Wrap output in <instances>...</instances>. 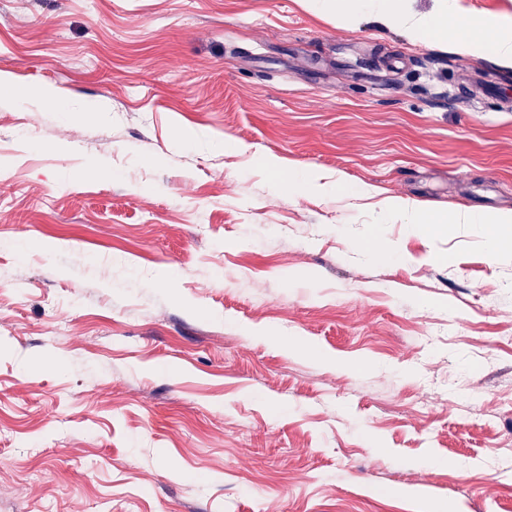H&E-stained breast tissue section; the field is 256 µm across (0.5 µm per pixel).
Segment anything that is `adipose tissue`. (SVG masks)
I'll use <instances>...</instances> for the list:
<instances>
[{
	"mask_svg": "<svg viewBox=\"0 0 512 512\" xmlns=\"http://www.w3.org/2000/svg\"><path fill=\"white\" fill-rule=\"evenodd\" d=\"M310 11H326L335 5L339 21L368 17L371 22L405 32L413 41L431 43L474 58H492L500 65L512 68V34L504 33L502 25L494 19L479 21L460 19L454 7L440 10L420 11L414 8L413 0H302ZM288 190L295 195L326 197L344 194L354 198H368L372 190L367 186H346L341 180L329 179L320 171L302 167L294 171ZM385 209L403 217L406 223L417 228L434 224H482L493 226L487 238L492 251H499L502 240L500 229L512 225V211L493 214L471 210L452 213L436 212L406 201L384 200Z\"/></svg>",
	"mask_w": 512,
	"mask_h": 512,
	"instance_id": "ef3b65f1",
	"label": "adipose tissue"
}]
</instances>
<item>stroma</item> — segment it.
<instances>
[{
    "instance_id": "35a3bbf8",
    "label": "stroma",
    "mask_w": 512,
    "mask_h": 512,
    "mask_svg": "<svg viewBox=\"0 0 512 512\" xmlns=\"http://www.w3.org/2000/svg\"><path fill=\"white\" fill-rule=\"evenodd\" d=\"M0 72V512H512V251L378 205L512 210V68L301 0H0ZM288 191L295 195L326 197L332 194H345L354 198L373 196L369 186L346 187L340 180H331L317 169L302 167L294 171L288 183Z\"/></svg>"
}]
</instances>
